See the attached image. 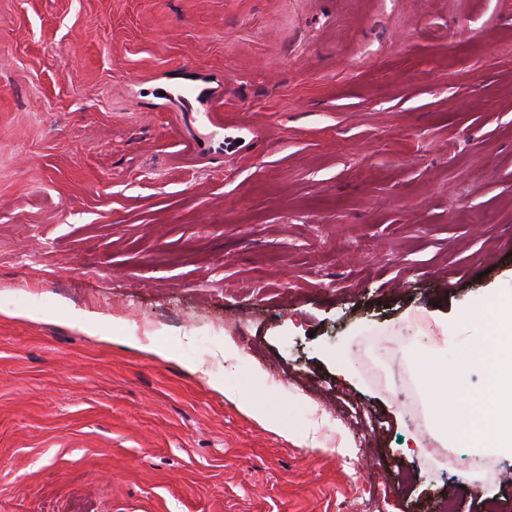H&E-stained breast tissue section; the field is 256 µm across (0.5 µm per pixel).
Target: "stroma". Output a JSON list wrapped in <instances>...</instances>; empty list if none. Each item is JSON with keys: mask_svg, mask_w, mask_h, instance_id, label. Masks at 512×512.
Masks as SVG:
<instances>
[{"mask_svg": "<svg viewBox=\"0 0 512 512\" xmlns=\"http://www.w3.org/2000/svg\"><path fill=\"white\" fill-rule=\"evenodd\" d=\"M510 290L512 0H0V512H512L414 367ZM68 321L71 326L78 328L82 332L88 333L90 336H96L103 340L112 341V343L127 344L142 352L161 357L166 356V351L155 344H141L136 338H134V336H132L127 324L119 318L112 317V320H105L97 313L72 309L69 310ZM110 321H112V336L104 334L107 329L111 328ZM214 390L224 394V397L235 402L245 413L252 416L263 424H270L264 420V417L255 409L252 403L246 399L239 390L224 386L222 384H212Z\"/></svg>", "mask_w": 512, "mask_h": 512, "instance_id": "obj_1", "label": "stroma"}]
</instances>
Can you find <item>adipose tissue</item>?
Returning a JSON list of instances; mask_svg holds the SVG:
<instances>
[{
  "label": "adipose tissue",
  "instance_id": "1",
  "mask_svg": "<svg viewBox=\"0 0 512 512\" xmlns=\"http://www.w3.org/2000/svg\"><path fill=\"white\" fill-rule=\"evenodd\" d=\"M485 333L473 343L457 365L440 355H418L417 366L430 405L435 437L448 446L471 448L479 453L512 456V291L491 296L473 309ZM68 321L88 335H110L112 342L139 345L121 319L105 320L84 310H70ZM142 346V345H139ZM144 352L159 354L155 344ZM486 375V387L478 393L455 394L452 385L472 367Z\"/></svg>",
  "mask_w": 512,
  "mask_h": 512
}]
</instances>
